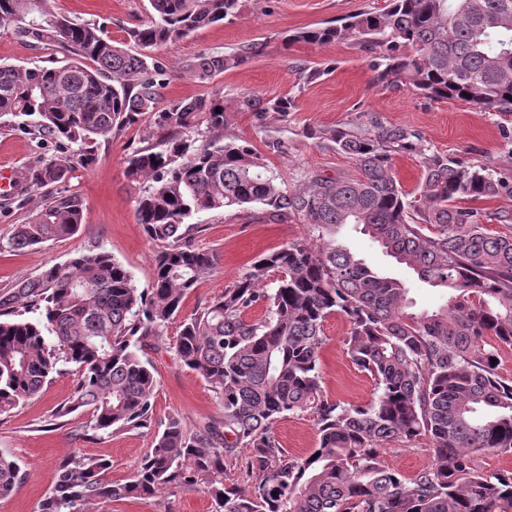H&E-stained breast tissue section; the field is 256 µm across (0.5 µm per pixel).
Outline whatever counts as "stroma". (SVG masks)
Here are the masks:
<instances>
[{
	"instance_id": "35a3bbf8",
	"label": "stroma",
	"mask_w": 512,
	"mask_h": 512,
	"mask_svg": "<svg viewBox=\"0 0 512 512\" xmlns=\"http://www.w3.org/2000/svg\"><path fill=\"white\" fill-rule=\"evenodd\" d=\"M386 4L387 0H239L238 12L231 20L199 29L159 50L169 72L162 101L167 104L222 93L225 136L249 141L288 188L301 184L310 172L330 178L355 177L352 159L325 140L324 134L365 127L374 121L406 128L419 138V152L401 153L393 159V169L405 191H414L420 182V155L424 152L490 165L512 180V113L478 112L462 101L426 98L406 85H377L367 51L355 42L310 44L290 39L302 28L335 23L357 12L378 11ZM51 6L72 17L107 22L110 37L117 41L125 40L126 28L145 19L149 11L148 0H51ZM255 42L265 46L261 57L203 83L186 74L187 65L202 52H236ZM301 64L313 70L312 79L299 77L296 68ZM246 95L263 100L288 97L294 106L290 112H274L260 122L254 113L241 110L240 100ZM37 125L34 116L0 117V166L9 167L13 175L66 155L55 140L38 133ZM275 140L283 143L282 151L272 149ZM149 143V128L143 121L99 143L95 163L87 169L76 168L67 183L86 204L80 233L24 251L0 250V289L64 263L77 252L96 248L123 264L137 285L147 286L157 248L136 221L137 191L126 181L124 170L131 153ZM192 221L199 226L196 246L214 253L217 264L209 278L187 292L182 317L222 295L261 254L310 233L301 219L273 216L262 205L202 213ZM341 237L367 264L411 282L414 311H431L446 302V292L417 282L408 268L398 264L360 226L346 225ZM323 330L319 359L325 395L351 404L371 402L377 395L375 384L352 363L344 345L350 330L348 320L339 314L330 316ZM149 359L159 380L156 424L176 416L193 429L219 417L220 408L210 388L184 368L172 351L150 352ZM72 390L71 376L56 377L39 398L0 415V453L16 460L26 472L17 491L0 500V512H38L54 483L59 461L67 456L87 454L108 459L111 467L107 480L122 483L152 447L154 433L150 430L92 439L83 431L87 413L55 418L56 406ZM274 433L283 448L294 455L305 454L316 444V429L305 415L279 420ZM432 454L431 441L420 436L388 445L384 460L410 477L429 465ZM211 510L210 498L194 488L153 499L112 500L94 508V512Z\"/></svg>"
}]
</instances>
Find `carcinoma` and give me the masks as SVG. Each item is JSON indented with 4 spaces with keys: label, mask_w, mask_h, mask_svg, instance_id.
Returning <instances> with one entry per match:
<instances>
[{
    "label": "carcinoma",
    "mask_w": 512,
    "mask_h": 512,
    "mask_svg": "<svg viewBox=\"0 0 512 512\" xmlns=\"http://www.w3.org/2000/svg\"><path fill=\"white\" fill-rule=\"evenodd\" d=\"M148 2V21L114 41L107 25L55 12L50 0H0V28L64 56L49 66L0 64V114L37 115L39 133L70 148L18 182L19 197L42 193L8 246L76 235L85 202L62 184L75 166L92 165L99 142L145 116L157 140L132 153L125 177L139 189L137 223L160 247L144 288L108 252L88 250L0 290V414L71 374L74 390L56 418L87 409L94 436L151 429L158 379L147 351L165 345L163 329L187 292L216 269L187 220L261 204L276 217H302L314 236L261 255L183 319L170 344L211 388L220 418L194 430L168 418L122 484L105 479L104 458L67 457L40 512H92L105 500L156 498L179 487L202 489L214 512H512V470L486 474L475 465L485 451L512 455V380L497 363L512 347V235L491 234L482 212L462 205L512 197V183L491 166L423 153L420 184L408 193L393 156L418 150L416 135L373 123L329 133L357 176L310 173L287 189L248 142L224 136L223 96L158 107L168 70L152 52L232 19L238 0ZM291 40H354L371 53L386 88L408 85L428 98L512 112V0H389ZM263 52L261 42L229 55L203 52L187 73L204 82ZM240 106L263 120L290 111L292 100L248 96ZM347 224L361 225L419 281L447 290L446 306L410 311L406 284L339 240ZM259 305L264 316L247 319ZM333 314L347 318V353L375 382L367 404L323 394L319 349ZM303 413L317 441L297 457L273 427ZM422 435L433 444L427 468L406 477L384 463L387 445ZM241 448L247 472L259 474L247 489L224 485ZM23 479L20 465L0 453V499Z\"/></svg>",
    "instance_id": "1"
}]
</instances>
